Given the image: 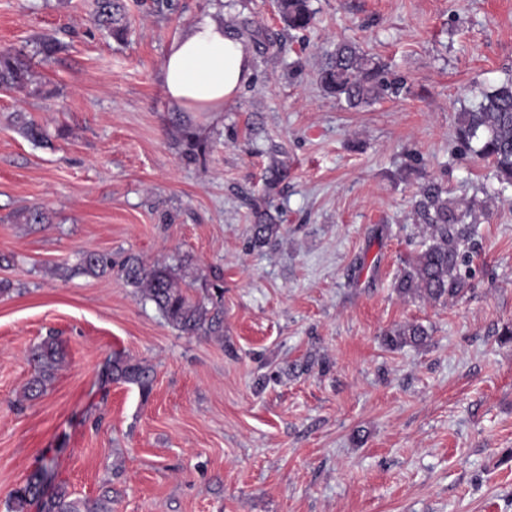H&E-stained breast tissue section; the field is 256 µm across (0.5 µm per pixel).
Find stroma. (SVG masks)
<instances>
[{
	"label": "stroma",
	"instance_id": "35a3bbf8",
	"mask_svg": "<svg viewBox=\"0 0 512 512\" xmlns=\"http://www.w3.org/2000/svg\"><path fill=\"white\" fill-rule=\"evenodd\" d=\"M124 3L118 41L95 0H0V47L25 51L34 84L0 90V512L45 455L112 512H512V188L456 134L512 78V0H309L303 30L276 0ZM207 11L252 75L223 111L180 112L159 74ZM44 36L62 43L47 62ZM342 42L400 92L355 108L327 92ZM427 179L476 227L444 304L395 290ZM34 207L45 223L23 222ZM260 211L281 230L253 249ZM84 252L220 270L223 341L181 335L117 274L78 273ZM407 322L427 345L385 348ZM51 334L65 361L24 400ZM118 355L155 367L149 396L108 379Z\"/></svg>",
	"mask_w": 512,
	"mask_h": 512
}]
</instances>
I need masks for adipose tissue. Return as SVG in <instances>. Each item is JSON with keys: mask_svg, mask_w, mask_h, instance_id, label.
I'll list each match as a JSON object with an SVG mask.
<instances>
[{"mask_svg": "<svg viewBox=\"0 0 512 512\" xmlns=\"http://www.w3.org/2000/svg\"><path fill=\"white\" fill-rule=\"evenodd\" d=\"M251 74L243 44L209 12L199 15L169 46L159 74L171 105L187 112H220Z\"/></svg>", "mask_w": 512, "mask_h": 512, "instance_id": "ef3b65f1", "label": "adipose tissue"}]
</instances>
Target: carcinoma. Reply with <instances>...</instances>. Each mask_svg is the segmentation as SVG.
<instances>
[{
    "label": "carcinoma",
    "instance_id": "cac0c4a2",
    "mask_svg": "<svg viewBox=\"0 0 512 512\" xmlns=\"http://www.w3.org/2000/svg\"><path fill=\"white\" fill-rule=\"evenodd\" d=\"M279 11L288 27L307 28L313 20L307 0H278ZM124 5L121 0H96L95 21L108 28L112 36L125 34ZM324 88L343 99L351 107L368 104L381 97L392 84L382 76L380 67L355 46L342 44L331 53L320 70ZM32 84L29 68L11 47L0 48V88L24 89ZM457 136L466 145L477 144L475 153L494 168L499 182L512 185V80L480 94L477 105L458 115ZM443 189L426 180L419 190L415 210L424 221L427 240L414 261L397 278L396 291L401 297L418 298L431 303H445L464 292L465 279L461 267L470 262L465 245L474 232L463 223V215L448 205ZM280 225L261 216L251 225V245L263 248L275 241ZM79 269L101 276L114 269L141 297L153 303L161 316L185 336H211L224 339V280L219 273L207 280L191 272V259L184 258L176 266L156 263L146 265L137 256H129L119 264L96 252L83 254ZM430 334L423 325H396L382 336L390 350L406 346L422 347ZM37 375L28 383L23 398L34 400L47 390V383L63 362L64 352L55 336L44 338L31 352ZM107 375L114 383L136 386L148 395L155 380V368L144 360L118 356L110 363ZM56 461L41 458L25 483L15 489L8 501L9 512H26L33 501L40 502L41 512H112L110 499H79L59 486L44 496L45 482L53 475Z\"/></svg>",
    "mask_w": 512,
    "mask_h": 512
}]
</instances>
